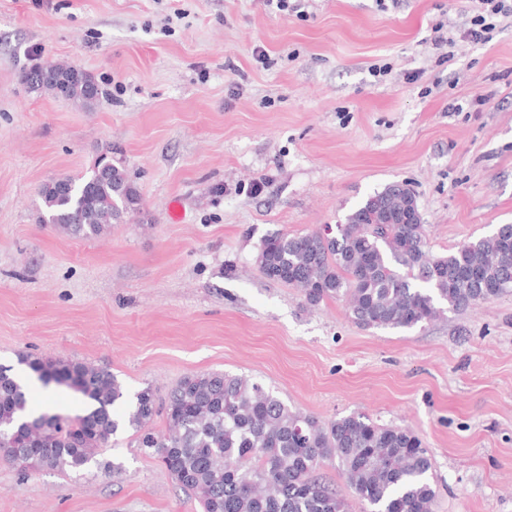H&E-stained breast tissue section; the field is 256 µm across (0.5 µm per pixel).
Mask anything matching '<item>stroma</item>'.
<instances>
[{"instance_id":"1","label":"stroma","mask_w":512,"mask_h":512,"mask_svg":"<svg viewBox=\"0 0 512 512\" xmlns=\"http://www.w3.org/2000/svg\"><path fill=\"white\" fill-rule=\"evenodd\" d=\"M468 10L0 0V364L73 358L161 399L192 373L251 377L322 422L411 428L433 460L434 512H512V295L363 329L344 301L309 306L256 263L265 234L344 223L394 181L434 255L512 224V23L475 44ZM47 60L92 74L98 105L29 90L22 70ZM107 149L139 210L90 239L43 223L40 188ZM48 401L82 408L73 389L31 381V411ZM101 457L121 473L23 482L0 462V512H200L132 429Z\"/></svg>"}]
</instances>
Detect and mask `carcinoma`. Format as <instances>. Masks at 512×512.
<instances>
[{"mask_svg":"<svg viewBox=\"0 0 512 512\" xmlns=\"http://www.w3.org/2000/svg\"><path fill=\"white\" fill-rule=\"evenodd\" d=\"M40 78L21 81L33 92L62 87V99L92 109L101 91L94 76L63 62L46 64ZM42 220L75 237L100 235L139 209L140 193L107 159L78 178L39 190ZM413 192L394 182L367 196L336 225V234L274 232L260 242L256 262L268 279L301 291L311 306L346 298L358 326L411 329L512 294V224L462 243L443 256L426 250ZM39 380L64 382L86 398L83 414L27 415L28 399L11 368L0 366V460L26 477L33 470L63 474L121 466L98 459L125 425L138 447L156 455L176 485L193 494L202 512H346L334 485L320 474L338 461L349 487L371 512H433L432 458L409 428L381 426L363 414L329 423L293 412L257 380L223 372L191 374L156 401L151 388L126 402L121 384L104 367L71 358L21 355ZM161 416L166 431L150 424Z\"/></svg>","mask_w":512,"mask_h":512,"instance_id":"carcinoma-1","label":"carcinoma"}]
</instances>
